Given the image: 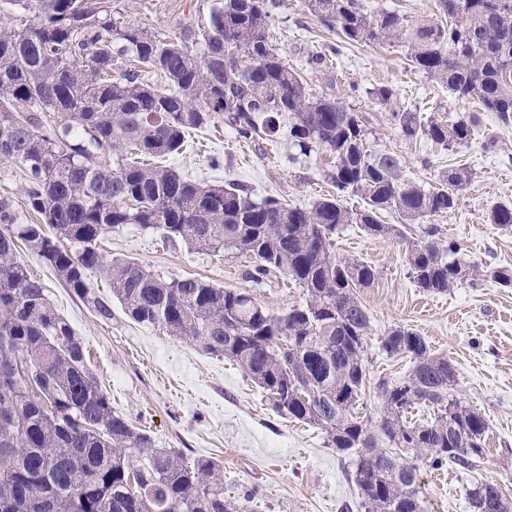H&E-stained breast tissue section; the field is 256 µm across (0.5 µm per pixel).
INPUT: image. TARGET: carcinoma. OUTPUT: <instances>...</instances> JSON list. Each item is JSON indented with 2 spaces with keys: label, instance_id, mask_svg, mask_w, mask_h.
Wrapping results in <instances>:
<instances>
[{
  "label": "carcinoma",
  "instance_id": "obj_1",
  "mask_svg": "<svg viewBox=\"0 0 512 512\" xmlns=\"http://www.w3.org/2000/svg\"><path fill=\"white\" fill-rule=\"evenodd\" d=\"M19 15L0 19V163L20 166L24 204L35 216L14 223L0 204V512H250L224 496V468L156 447L151 436L112 409L81 339L56 312L24 249L101 319L112 302L134 322L223 357L266 393L281 415L317 426L327 447L354 457L353 479L369 512H424L419 467L470 469L483 457L485 417L452 393L448 356L430 351L409 329L381 341L388 356L410 358L408 375L377 385L376 422L354 416L368 382L370 320L359 293L375 284L372 266L338 261L331 235L358 224L372 237L410 240L406 263L422 291L446 294L461 281L478 286L455 242L439 238L437 217L455 208L472 179L465 167L421 185L402 177L398 159L366 143L368 118L339 98L312 92L272 45L270 21L281 0H214L197 53L188 38L160 39L119 21L112 0H8ZM309 13L346 43L399 45L409 66L451 96L512 126V0H436L440 20H410L389 10L367 13L359 0H305ZM230 44V65L208 63ZM149 70L158 86L139 79ZM400 135L443 149L465 145L475 112L455 117L393 113ZM223 122L253 140L283 134L298 155L331 158L326 177L338 195L309 209L256 198L243 185L183 179L165 158L186 135ZM362 200L351 209L341 195ZM398 213L403 224H384ZM487 221L512 231V203ZM135 224L214 254H247L248 276L271 270L305 292L304 303L274 311L242 289L195 277L156 276L136 261H106L98 245ZM111 288L102 297L89 273ZM432 409L426 423L408 419ZM503 498L497 480L469 492V504Z\"/></svg>",
  "mask_w": 512,
  "mask_h": 512
}]
</instances>
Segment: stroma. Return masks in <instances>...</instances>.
<instances>
[{"instance_id":"stroma-1","label":"stroma","mask_w":512,"mask_h":512,"mask_svg":"<svg viewBox=\"0 0 512 512\" xmlns=\"http://www.w3.org/2000/svg\"><path fill=\"white\" fill-rule=\"evenodd\" d=\"M112 4L129 23L180 37L206 25L210 0ZM270 36L313 92L339 95L368 117V146L396 154L406 177L424 185L442 170L470 168L472 180L456 207L436 220L440 235L455 241L461 258L481 270L512 266V231L485 220L493 203L512 201V127L485 112L465 146L444 150L424 138L405 140L393 124V112L416 109L426 117L436 108L470 112L473 104L455 101L446 88L411 69L401 47L339 41L310 15L304 0H282ZM381 84L394 92L385 106L371 97ZM239 145L229 126H208L191 131L181 153L167 163L192 180H231L257 197L271 195L302 208L333 194L324 157L289 163L291 148L279 137L249 142L245 159ZM24 187L22 168L0 163V201L9 203L21 224L33 219L24 206ZM405 249L398 238H375L354 224L333 237L336 259H357L378 273L374 287L360 295L370 316L371 339L369 383L358 412L364 419L376 418L379 380H400L411 367L409 359L382 353L381 338L395 326L412 329L432 352L448 356L456 374L454 394L488 423L483 457L473 471L452 464L443 471L421 468L427 512H471L467 490L483 479H497L512 499V288L488 279L477 288L462 282L443 295L424 293L410 279ZM101 253L108 260L138 261L166 278L197 277L224 288L246 289L276 311L303 299L301 288L280 274L246 279L245 258L198 252L180 241L167 243L133 224L107 236ZM23 259L43 279L54 308L81 338L113 409L147 431L157 447L222 464L225 495L249 497L252 512H367L350 477V457L326 447L319 429L274 413L261 389L235 364L132 322L117 304L111 320H101L35 256L27 253Z\"/></svg>"}]
</instances>
